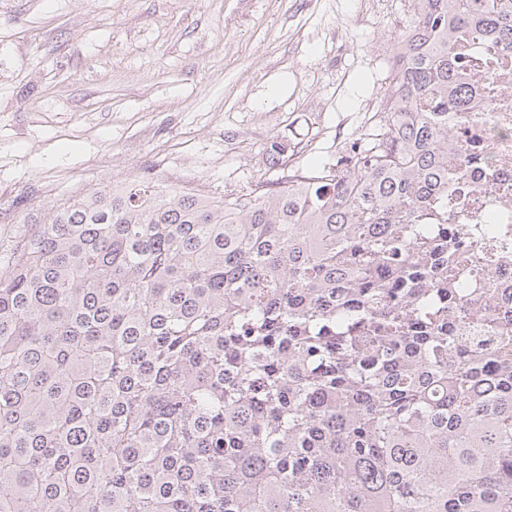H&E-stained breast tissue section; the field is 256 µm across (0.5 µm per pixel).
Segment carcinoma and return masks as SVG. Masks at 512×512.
<instances>
[{"label":"carcinoma","instance_id":"cac0c4a2","mask_svg":"<svg viewBox=\"0 0 512 512\" xmlns=\"http://www.w3.org/2000/svg\"><path fill=\"white\" fill-rule=\"evenodd\" d=\"M412 6L335 163L0 228V512H512V302L438 233L512 0Z\"/></svg>","mask_w":512,"mask_h":512}]
</instances>
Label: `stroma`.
<instances>
[{"label": "stroma", "mask_w": 512, "mask_h": 512, "mask_svg": "<svg viewBox=\"0 0 512 512\" xmlns=\"http://www.w3.org/2000/svg\"><path fill=\"white\" fill-rule=\"evenodd\" d=\"M412 21L408 0H0V225L134 177L224 196L304 147L331 162Z\"/></svg>", "instance_id": "stroma-1"}]
</instances>
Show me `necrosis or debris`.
Instances as JSON below:
<instances>
[{
	"label": "necrosis or debris",
	"mask_w": 512,
	"mask_h": 512,
	"mask_svg": "<svg viewBox=\"0 0 512 512\" xmlns=\"http://www.w3.org/2000/svg\"><path fill=\"white\" fill-rule=\"evenodd\" d=\"M463 81L472 91L468 109L453 127L464 159L449 155L448 212H464L466 225L449 222V240L489 248L491 287L512 289V51L473 35L455 47Z\"/></svg>",
	"instance_id": "necrosis-or-debris-1"
}]
</instances>
